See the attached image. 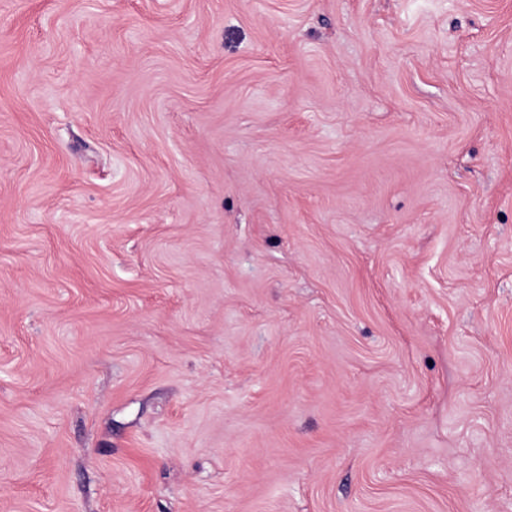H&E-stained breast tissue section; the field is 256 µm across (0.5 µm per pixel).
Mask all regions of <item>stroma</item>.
Wrapping results in <instances>:
<instances>
[{"mask_svg": "<svg viewBox=\"0 0 512 512\" xmlns=\"http://www.w3.org/2000/svg\"><path fill=\"white\" fill-rule=\"evenodd\" d=\"M0 512H512V0H0Z\"/></svg>", "mask_w": 512, "mask_h": 512, "instance_id": "stroma-1", "label": "stroma"}]
</instances>
